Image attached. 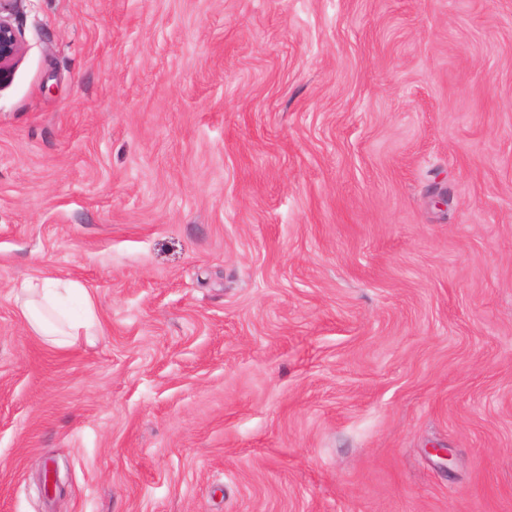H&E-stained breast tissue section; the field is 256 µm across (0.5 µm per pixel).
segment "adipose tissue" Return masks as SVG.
Instances as JSON below:
<instances>
[{"label": "adipose tissue", "mask_w": 512, "mask_h": 512, "mask_svg": "<svg viewBox=\"0 0 512 512\" xmlns=\"http://www.w3.org/2000/svg\"><path fill=\"white\" fill-rule=\"evenodd\" d=\"M81 296L85 317L79 321L65 318L56 306L61 289ZM23 299L19 304L21 314L30 330L38 336L45 337L56 346L72 347L81 338L90 335L99 323L95 302L91 294L78 282L61 285L52 277L29 279L22 283Z\"/></svg>", "instance_id": "adipose-tissue-1"}]
</instances>
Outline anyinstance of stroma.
<instances>
[{"instance_id": "stroma-1", "label": "stroma", "mask_w": 512, "mask_h": 512, "mask_svg": "<svg viewBox=\"0 0 512 512\" xmlns=\"http://www.w3.org/2000/svg\"><path fill=\"white\" fill-rule=\"evenodd\" d=\"M12 22L0 512H512V0ZM47 276L92 342L30 331ZM60 286L61 282L52 277L24 281L20 287L24 299L19 307L35 335L43 336L59 347H73L82 336H94L91 331L99 324V318L93 297L80 283L72 281L67 288ZM61 289L81 296L85 308L83 320L67 319L57 309L56 300Z\"/></svg>"}]
</instances>
